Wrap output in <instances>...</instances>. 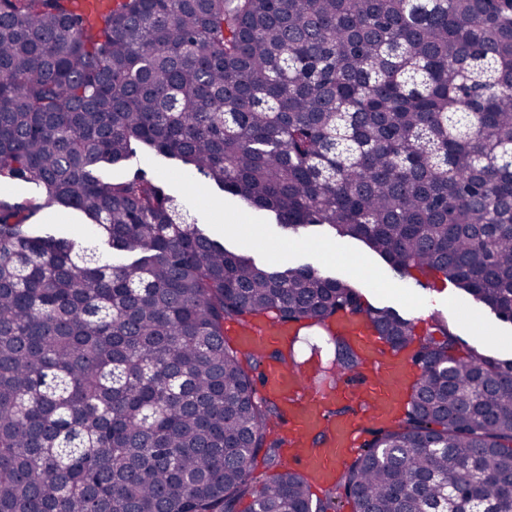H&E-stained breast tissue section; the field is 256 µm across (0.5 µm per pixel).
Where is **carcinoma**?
<instances>
[{
	"label": "carcinoma",
	"mask_w": 512,
	"mask_h": 512,
	"mask_svg": "<svg viewBox=\"0 0 512 512\" xmlns=\"http://www.w3.org/2000/svg\"><path fill=\"white\" fill-rule=\"evenodd\" d=\"M0 0V512H512V360L437 321L402 416L326 500L268 457L262 356L224 323L416 324L310 264L230 250L141 168L180 161L296 233L329 225L404 277L512 320V0ZM114 166L130 169L121 179ZM82 213V246L27 221ZM320 380L361 358L333 337ZM39 195L33 185L12 180L0 181V201L5 204H18L38 200Z\"/></svg>",
	"instance_id": "1"
}]
</instances>
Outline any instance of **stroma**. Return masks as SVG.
Masks as SVG:
<instances>
[{
    "label": "stroma",
    "mask_w": 512,
    "mask_h": 512,
    "mask_svg": "<svg viewBox=\"0 0 512 512\" xmlns=\"http://www.w3.org/2000/svg\"><path fill=\"white\" fill-rule=\"evenodd\" d=\"M140 162L148 175L172 194L188 199L208 233L225 244L246 250L267 263L273 262L278 246H289V266L312 264L323 274L355 284L372 305L394 308L424 329L432 320H443L466 345L512 360V321L498 317L455 284H422L400 277L362 242L336 240L324 226L309 228L298 238L289 237L277 226L274 216L255 217L246 203L189 176L177 160L145 148ZM295 352L305 366L319 369L332 359L334 346L322 329H304L299 333Z\"/></svg>",
    "instance_id": "35a3bbf8"
}]
</instances>
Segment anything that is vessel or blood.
<instances>
[{
    "mask_svg": "<svg viewBox=\"0 0 512 512\" xmlns=\"http://www.w3.org/2000/svg\"><path fill=\"white\" fill-rule=\"evenodd\" d=\"M329 329L357 349L363 367L333 385L316 386L274 356L291 342L296 326L269 317L229 326L239 348L263 355L259 393L277 406L274 428L290 442V463L301 466L318 490L333 485L337 471L363 447L366 422L394 418L408 373L406 360L388 353L363 318L344 315Z\"/></svg>",
    "mask_w": 512,
    "mask_h": 512,
    "instance_id": "b4317fda",
    "label": "vessel or blood"
}]
</instances>
